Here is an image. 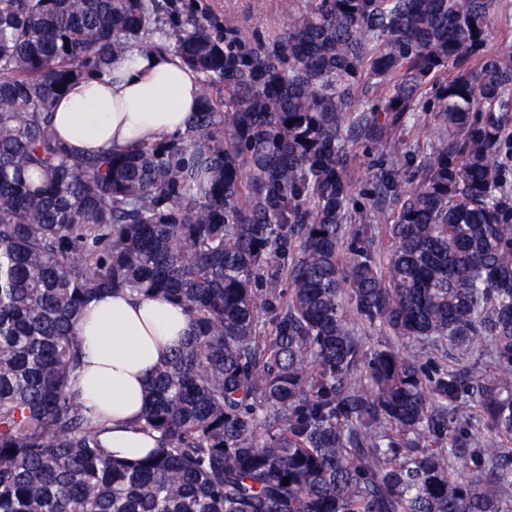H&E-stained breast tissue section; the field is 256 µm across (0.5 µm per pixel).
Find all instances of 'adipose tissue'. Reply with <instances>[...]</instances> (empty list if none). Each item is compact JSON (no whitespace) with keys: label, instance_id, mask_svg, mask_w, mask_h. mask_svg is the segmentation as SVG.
I'll return each instance as SVG.
<instances>
[{"label":"adipose tissue","instance_id":"ef3b65f1","mask_svg":"<svg viewBox=\"0 0 512 512\" xmlns=\"http://www.w3.org/2000/svg\"><path fill=\"white\" fill-rule=\"evenodd\" d=\"M200 88L168 54H132L112 72L71 87L55 106L57 136L73 150L95 153L183 132ZM181 306L129 292L103 293L83 308L77 326L83 367L76 380L84 407L98 417L105 448L121 459L145 455L158 442L137 422L152 374L191 334Z\"/></svg>","mask_w":512,"mask_h":512}]
</instances>
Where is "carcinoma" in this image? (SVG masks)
<instances>
[{"instance_id": "carcinoma-1", "label": "carcinoma", "mask_w": 512, "mask_h": 512, "mask_svg": "<svg viewBox=\"0 0 512 512\" xmlns=\"http://www.w3.org/2000/svg\"><path fill=\"white\" fill-rule=\"evenodd\" d=\"M279 4L265 41L199 0H0V512H512L500 2ZM135 51L196 74L185 130L67 148L55 102ZM428 87L411 180L396 134ZM388 141L354 226L350 147ZM117 289L194 326L134 462L71 386L81 311ZM507 19V20H506ZM485 50L489 52H512V7L505 12H499L488 35Z\"/></svg>"}]
</instances>
